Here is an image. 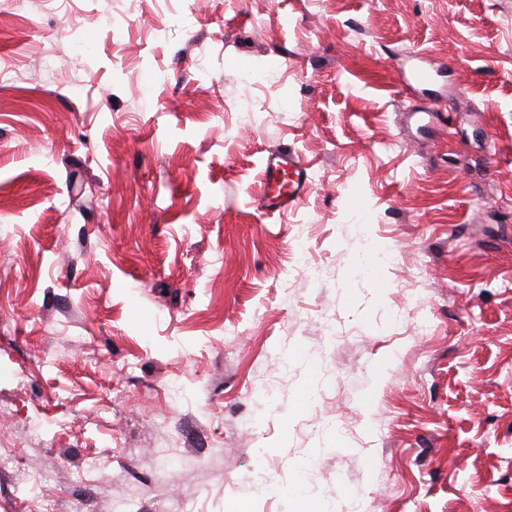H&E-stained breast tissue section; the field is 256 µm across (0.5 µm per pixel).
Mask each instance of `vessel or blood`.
<instances>
[{"instance_id":"1","label":"vessel or blood","mask_w":512,"mask_h":512,"mask_svg":"<svg viewBox=\"0 0 512 512\" xmlns=\"http://www.w3.org/2000/svg\"><path fill=\"white\" fill-rule=\"evenodd\" d=\"M310 187V168L299 154L276 150L263 161V189L254 203L263 213H282L296 206Z\"/></svg>"}]
</instances>
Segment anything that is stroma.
<instances>
[{
    "label": "stroma",
    "instance_id": "obj_1",
    "mask_svg": "<svg viewBox=\"0 0 512 512\" xmlns=\"http://www.w3.org/2000/svg\"><path fill=\"white\" fill-rule=\"evenodd\" d=\"M0 60V512H512V0H0ZM310 187V167L299 154L292 149L276 150L263 161V189L253 201L265 214L283 213L296 206Z\"/></svg>",
    "mask_w": 512,
    "mask_h": 512
}]
</instances>
